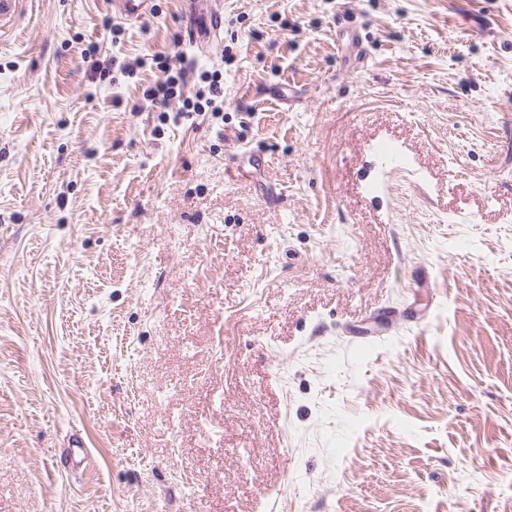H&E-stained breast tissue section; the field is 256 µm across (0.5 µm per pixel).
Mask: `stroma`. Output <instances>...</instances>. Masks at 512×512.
Segmentation results:
<instances>
[{
    "label": "stroma",
    "mask_w": 512,
    "mask_h": 512,
    "mask_svg": "<svg viewBox=\"0 0 512 512\" xmlns=\"http://www.w3.org/2000/svg\"><path fill=\"white\" fill-rule=\"evenodd\" d=\"M222 2L0 21V512H512V0ZM219 5V2L215 1L202 18L194 17L188 20L182 32L183 46L192 51L199 48L203 42L220 35L224 28V14ZM151 60V68L159 72V76L154 84L143 93L146 107L159 109V112H177L173 117L176 121L179 118V112H210L216 115L223 111L222 104L218 105L216 99L223 97L221 86L211 80L208 85H196L193 87L194 93L190 96L188 87V75L194 72V65L191 61L182 60L179 68L174 67L172 59L168 56L159 54L151 55V58H145L139 65L147 64ZM187 93V94H186ZM182 102V106L176 111L169 110L174 102Z\"/></svg>",
    "instance_id": "1"
}]
</instances>
